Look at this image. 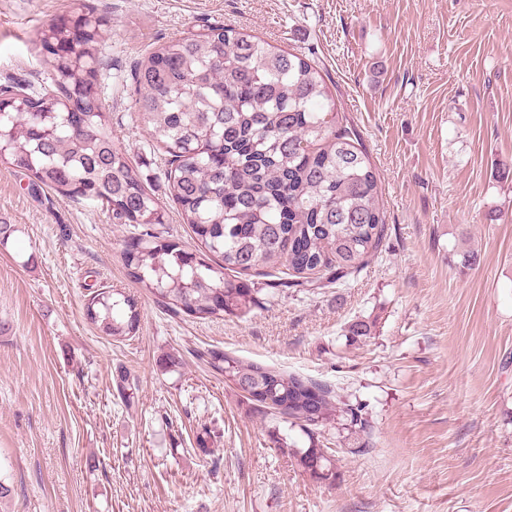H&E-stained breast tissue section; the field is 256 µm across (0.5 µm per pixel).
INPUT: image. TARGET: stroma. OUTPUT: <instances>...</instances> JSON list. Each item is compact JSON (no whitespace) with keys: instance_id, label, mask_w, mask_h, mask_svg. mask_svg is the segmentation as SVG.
<instances>
[{"instance_id":"35a3bbf8","label":"stroma","mask_w":512,"mask_h":512,"mask_svg":"<svg viewBox=\"0 0 512 512\" xmlns=\"http://www.w3.org/2000/svg\"><path fill=\"white\" fill-rule=\"evenodd\" d=\"M83 1L110 20L112 137L172 239L197 248L130 73L211 26L320 62L380 178L384 238L340 283L310 292L253 272L250 313L198 320L128 277L138 227L0 165V221L16 227L0 246V512H512V0H0V86L49 90L31 40ZM93 283L134 296L135 335L86 319ZM358 322L369 337L351 336ZM210 350L365 403L362 453L327 432L336 479L310 478L291 453L305 431L225 384ZM204 429L219 463L197 449Z\"/></svg>"}]
</instances>
